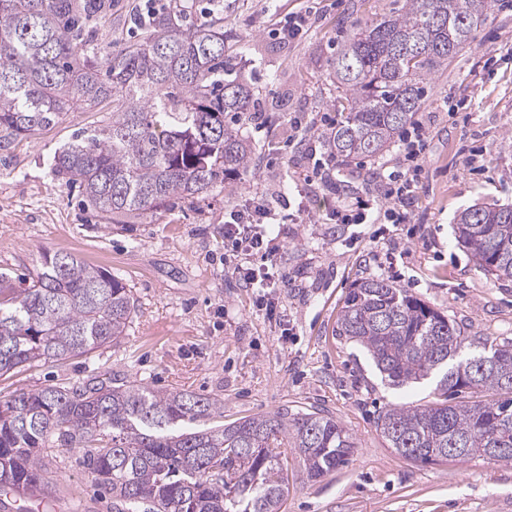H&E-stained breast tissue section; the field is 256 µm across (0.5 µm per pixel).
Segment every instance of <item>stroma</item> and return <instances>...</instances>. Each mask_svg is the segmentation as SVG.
<instances>
[{
	"label": "stroma",
	"mask_w": 512,
	"mask_h": 512,
	"mask_svg": "<svg viewBox=\"0 0 512 512\" xmlns=\"http://www.w3.org/2000/svg\"><path fill=\"white\" fill-rule=\"evenodd\" d=\"M132 0H114L98 32L101 54L140 38ZM395 0H194L195 13L216 7L242 46L236 67L253 88L251 109L263 127L240 119L253 146L247 174L230 177L201 199L127 217L105 227L50 161L80 131L112 118L105 102L70 112L59 123L0 155V269L25 276L42 251L70 253L122 280L136 300L124 336L91 354L0 377V397L94 374L115 384L185 389L224 406L231 423L262 414L314 409L333 416L355 448L334 472L309 479L294 449L282 458L288 495L282 512H512V463L469 458L421 464L403 458L376 427L394 405L433 402L431 385L389 386L358 344L336 335L354 284L394 280L453 320L465 335L512 341V280L486 276L461 247L454 217L475 204L512 205V9L496 10L448 68L434 76L415 120L428 132L420 188L402 224H339L325 198L309 199V224L281 227L283 288L240 287L224 268V214L246 191L278 213L301 202L295 185L327 159L324 115H337L331 61L357 19L388 13ZM302 12L300 38L273 28ZM454 114H447V106ZM401 144L336 176L349 195L375 192L369 171L393 167ZM274 302L276 315L264 304ZM49 485L38 512H112L77 453L45 458Z\"/></svg>",
	"instance_id": "1"
}]
</instances>
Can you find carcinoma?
I'll use <instances>...</instances> for the list:
<instances>
[{"label": "carcinoma", "mask_w": 512, "mask_h": 512, "mask_svg": "<svg viewBox=\"0 0 512 512\" xmlns=\"http://www.w3.org/2000/svg\"><path fill=\"white\" fill-rule=\"evenodd\" d=\"M493 10L492 0H402L353 22L333 62L341 109L327 147L336 162L388 150L425 104L432 75ZM104 11L94 0H0V155L110 98L112 121L51 160L102 220L154 214L248 170L251 146L232 117L249 111L252 87L233 64L224 11L196 19L190 0H169L147 17L141 40L101 57ZM454 233L486 275L512 280V206L468 207ZM135 309L120 279L70 253L43 252L21 279L0 270V376L85 356L123 336ZM336 335L362 346L391 386L435 381L441 399L377 417L399 455L512 462V342L466 336L380 278L354 285ZM487 346L495 362L470 365ZM482 392L495 398L452 400ZM223 418L221 403L195 392L116 386L110 376L19 390L0 398V492L36 491L42 459L76 450L115 512H281V449L298 450L316 480L355 448L321 411Z\"/></svg>", "instance_id": "carcinoma-1"}]
</instances>
